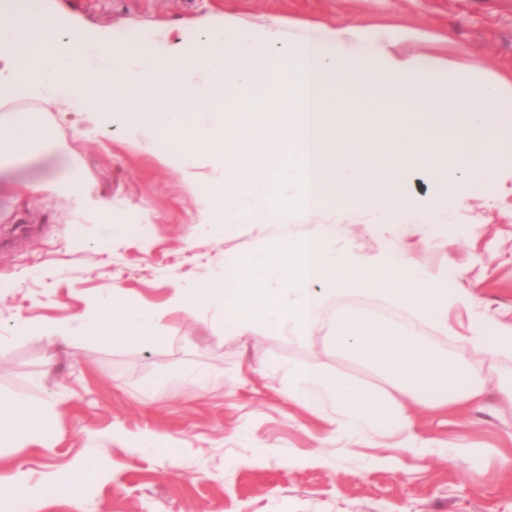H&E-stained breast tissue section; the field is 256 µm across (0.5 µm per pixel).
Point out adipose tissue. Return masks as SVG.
Returning a JSON list of instances; mask_svg holds the SVG:
<instances>
[{"label": "adipose tissue", "mask_w": 512, "mask_h": 512, "mask_svg": "<svg viewBox=\"0 0 512 512\" xmlns=\"http://www.w3.org/2000/svg\"><path fill=\"white\" fill-rule=\"evenodd\" d=\"M49 0H0V165L56 147L42 113L17 104L54 102L90 114L99 131L120 130L154 144L175 138L162 154L187 180L200 167L221 169L204 200L198 233L219 235L225 225L285 224L336 202L371 210L408 228L409 216L432 218L448 207L449 167L467 183L495 180L504 140H512V82L448 65L437 56L400 51L415 33L362 32L307 25L284 41L278 24L252 26L213 19L179 32L122 27L82 28ZM381 80L387 96L369 110L355 107L347 89ZM417 95L443 123L466 115L496 134L473 146L463 138H438L405 108ZM412 170L427 185L411 199L400 174ZM82 174L62 156L48 178L23 184L27 193H79ZM161 311L127 300L119 291L89 303L81 324L101 345L136 339L155 342ZM336 342L389 376L408 396L397 404L375 388L307 366L291 371L289 400L317 416L341 414L347 438L405 428L413 409L465 406L483 393L460 359L438 360L423 342L375 318H349ZM55 412L15 394L0 393V447L43 446ZM74 477L32 486L22 472L0 477V500L23 512H42L51 501H73L80 481L105 472L91 458L75 460Z\"/></svg>", "instance_id": "1"}]
</instances>
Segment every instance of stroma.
<instances>
[{
  "mask_svg": "<svg viewBox=\"0 0 512 512\" xmlns=\"http://www.w3.org/2000/svg\"><path fill=\"white\" fill-rule=\"evenodd\" d=\"M86 29H173L230 17L278 23L297 39L309 23L363 31H416L426 42L403 43L490 75L512 79V0H53ZM428 132L481 142L491 128L464 120L443 126L421 99L408 98ZM57 139L85 174L84 195L42 193L20 199L16 188L42 179L52 156L39 154L0 173V239L15 225L29 236L0 247V392L51 405L46 446L0 450V476L21 470L32 483L68 475L72 460L90 456L109 478L85 479L78 504L50 503L43 512H512V352L466 353L470 315L448 314L447 330L400 309L399 323L438 357L464 356V367L484 387L461 410L415 412L408 433L375 435L349 446L325 444L336 411L316 417L288 401L287 375L267 371L277 362L312 366L346 381L397 390L334 343L336 326L351 316L375 317L392 305L371 293L331 301L315 336L256 327L225 328L222 314L166 311L174 288L223 279L233 261L258 254L285 235L311 225L336 227V248L367 258L393 248L419 259L449 287L470 292L489 324L512 322V175L477 185L449 203L437 241L425 229L399 237L351 206L288 224H230L201 236L196 222L215 172L188 182L157 150L120 131L93 134L88 115L50 109ZM104 198L109 215L91 206ZM132 225L121 237L110 224ZM111 288L163 310L158 339L143 347L129 339L104 346L85 339L78 317ZM70 324L68 339L48 326ZM167 370L210 372L201 390L175 382L157 394L146 388ZM146 437L166 439L173 456L143 451Z\"/></svg>",
  "mask_w": 512,
  "mask_h": 512,
  "instance_id": "35a3bbf8",
  "label": "stroma"
}]
</instances>
